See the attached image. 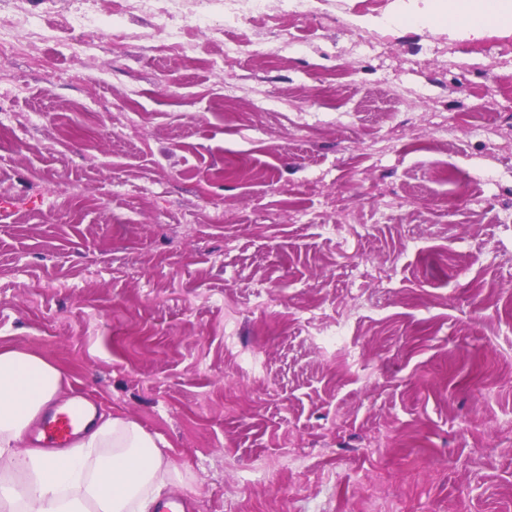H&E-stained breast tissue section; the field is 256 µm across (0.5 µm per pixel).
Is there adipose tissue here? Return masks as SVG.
<instances>
[{
	"instance_id": "ef3b65f1",
	"label": "adipose tissue",
	"mask_w": 512,
	"mask_h": 512,
	"mask_svg": "<svg viewBox=\"0 0 512 512\" xmlns=\"http://www.w3.org/2000/svg\"><path fill=\"white\" fill-rule=\"evenodd\" d=\"M429 22L476 36L511 23L512 0H447ZM60 380L49 359L0 348V464L31 474L21 487L0 482V512H148L171 477V464L135 420L102 413L73 447L17 450L31 422L55 398Z\"/></svg>"
}]
</instances>
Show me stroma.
Here are the masks:
<instances>
[{
  "mask_svg": "<svg viewBox=\"0 0 512 512\" xmlns=\"http://www.w3.org/2000/svg\"><path fill=\"white\" fill-rule=\"evenodd\" d=\"M393 3L0 55V345L192 512H512V28Z\"/></svg>",
  "mask_w": 512,
  "mask_h": 512,
  "instance_id": "1",
  "label": "stroma"
}]
</instances>
